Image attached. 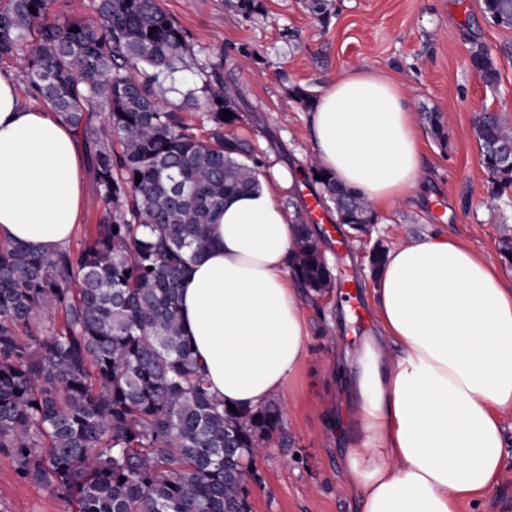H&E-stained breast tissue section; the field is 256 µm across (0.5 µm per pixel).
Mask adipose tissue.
<instances>
[{"mask_svg":"<svg viewBox=\"0 0 512 512\" xmlns=\"http://www.w3.org/2000/svg\"><path fill=\"white\" fill-rule=\"evenodd\" d=\"M309 125L322 169L373 209L417 187L422 156L399 84L339 76ZM84 167L69 127L0 73V241L66 247ZM293 186L281 171L226 199L183 283L182 333L210 392L239 409L281 393L309 345L289 268L294 215L276 200ZM375 298L377 333L353 360L356 429L344 458L358 512H458L493 489L511 444L502 417L512 413V284L434 235L386 251Z\"/></svg>","mask_w":512,"mask_h":512,"instance_id":"obj_1","label":"adipose tissue"}]
</instances>
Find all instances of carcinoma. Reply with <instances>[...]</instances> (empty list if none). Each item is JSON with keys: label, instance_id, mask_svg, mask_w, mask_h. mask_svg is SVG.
Here are the masks:
<instances>
[{"label": "carcinoma", "instance_id": "carcinoma-1", "mask_svg": "<svg viewBox=\"0 0 512 512\" xmlns=\"http://www.w3.org/2000/svg\"><path fill=\"white\" fill-rule=\"evenodd\" d=\"M50 5L0 0V64L22 59L27 94L84 136L107 208L78 248L0 245V452L73 512H251L253 458L281 414L273 401L233 412L211 395L179 317L213 214L260 187L241 161L247 143L224 132L237 115L223 73L201 68L204 96L182 92L210 122L203 139L163 103L189 45L160 0H94L87 21L52 19ZM484 12L512 26V0H484ZM470 62L496 84L484 45ZM474 134L492 183L512 186L501 162L512 131L488 115ZM323 184L341 223H374L357 191L329 176ZM290 268L307 296L330 285L302 219ZM49 309L63 314L60 326L42 320Z\"/></svg>", "mask_w": 512, "mask_h": 512}]
</instances>
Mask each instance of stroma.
Masks as SVG:
<instances>
[{"instance_id": "stroma-1", "label": "stroma", "mask_w": 512, "mask_h": 512, "mask_svg": "<svg viewBox=\"0 0 512 512\" xmlns=\"http://www.w3.org/2000/svg\"><path fill=\"white\" fill-rule=\"evenodd\" d=\"M247 16L235 0H161L186 31L196 66L224 69V93L238 115L231 131L249 142L262 173L273 167L295 176L292 193L303 217L318 201L327 221L319 245L333 282L303 301L310 331L307 355L276 402L283 444H271L254 462L248 484L253 512H356L342 470L353 432L350 370L337 356L355 354L376 321L355 328L340 289L353 273L361 301L375 307L373 246L389 249L414 238L445 233L473 250L512 283V262L500 252L512 238V188L498 195L480 162L473 134L479 112H497L512 127V28L494 24L483 0H328L321 22L303 0H259ZM484 44L499 71L488 88L472 70L469 51ZM365 70L402 84L416 115L424 187L377 212L369 236L338 223L316 178L309 112L337 77ZM309 100L301 102L297 92ZM440 117V129L428 114ZM0 512H72L45 488L21 480L13 460L0 453Z\"/></svg>"}]
</instances>
